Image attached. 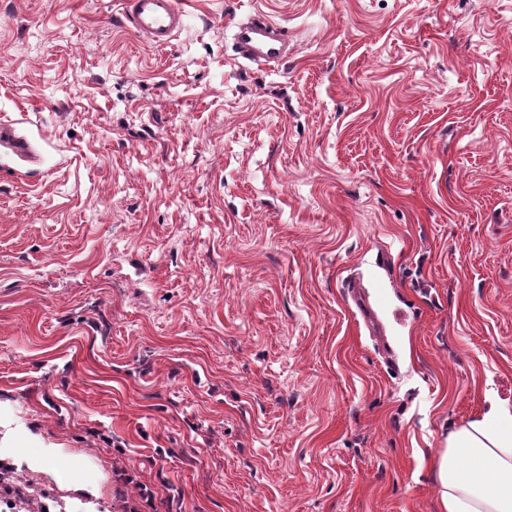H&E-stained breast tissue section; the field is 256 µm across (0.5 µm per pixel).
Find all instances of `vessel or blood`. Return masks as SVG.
<instances>
[{
  "label": "vessel or blood",
  "instance_id": "b4317fda",
  "mask_svg": "<svg viewBox=\"0 0 512 512\" xmlns=\"http://www.w3.org/2000/svg\"><path fill=\"white\" fill-rule=\"evenodd\" d=\"M121 5L129 27L158 48L169 46L184 24L177 0H122ZM235 42L241 56L265 63L280 61L288 44L284 29L259 13L238 23Z\"/></svg>",
  "mask_w": 512,
  "mask_h": 512
}]
</instances>
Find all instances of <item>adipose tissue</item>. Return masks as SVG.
<instances>
[{
    "instance_id": "ef3b65f1",
    "label": "adipose tissue",
    "mask_w": 512,
    "mask_h": 512,
    "mask_svg": "<svg viewBox=\"0 0 512 512\" xmlns=\"http://www.w3.org/2000/svg\"><path fill=\"white\" fill-rule=\"evenodd\" d=\"M441 512H512V410L490 404L435 457Z\"/></svg>"
}]
</instances>
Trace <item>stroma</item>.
Returning <instances> with one entry per match:
<instances>
[{
	"label": "stroma",
	"mask_w": 512,
	"mask_h": 512,
	"mask_svg": "<svg viewBox=\"0 0 512 512\" xmlns=\"http://www.w3.org/2000/svg\"><path fill=\"white\" fill-rule=\"evenodd\" d=\"M179 3L160 49L0 0V461L101 512H441L512 407V0ZM235 42L241 56L265 63L280 61L288 45L284 29L259 13L237 24Z\"/></svg>",
	"instance_id": "35a3bbf8"
}]
</instances>
